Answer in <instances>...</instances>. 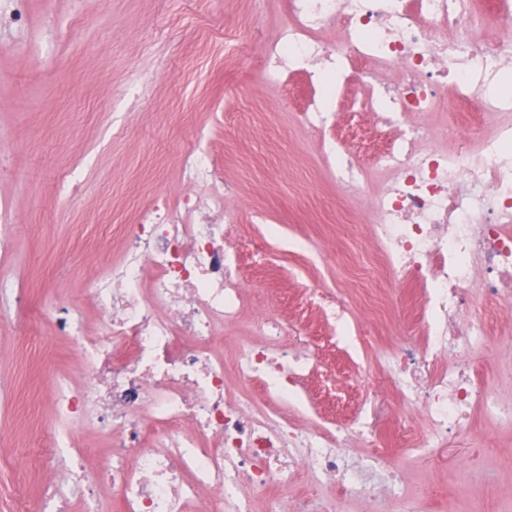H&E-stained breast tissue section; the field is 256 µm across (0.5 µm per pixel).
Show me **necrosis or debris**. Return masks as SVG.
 Segmentation results:
<instances>
[{"mask_svg": "<svg viewBox=\"0 0 512 512\" xmlns=\"http://www.w3.org/2000/svg\"><path fill=\"white\" fill-rule=\"evenodd\" d=\"M512 0H288V21L262 49L272 81L306 74L320 87L301 113L314 130L333 119L338 86H366L350 111L367 114L379 133L374 166L386 181L369 192L366 166L344 152L330 159L354 197L366 199L372 233L361 249L371 280L384 295L371 307L396 323L392 387L403 405L418 407L432 440L463 432L476 403L497 408L482 390L466 350L474 333L470 295L512 304V121L493 132L482 112H512V96L496 87L512 71ZM401 79L385 82L383 71ZM447 105L458 115L451 151L427 144L419 124ZM183 195L157 194L136 223L123 227L119 261L89 283L103 321L87 333L78 310L59 304L45 319L54 335L76 339L88 379L80 390L61 386L59 417L92 420L112 443L96 478L79 474L74 438L49 439L65 469L50 479L45 512H66L73 496L91 500L108 483L120 512H252L240 487L264 496L267 512H316L308 500L284 493L292 451H306L308 467L325 481L367 501L379 512L377 486L397 475L379 458L354 464L345 431L326 435L275 409L259 410L246 385L257 383L300 403L299 383L313 358L288 350L278 317H262L260 342H245L232 368L238 392L225 386L223 353L215 345L244 306L240 253L229 250L224 209L229 192L220 161L205 133L180 161ZM415 288L408 306L400 286ZM448 358V369L431 365Z\"/></svg>", "mask_w": 512, "mask_h": 512, "instance_id": "necrosis-or-debris-1", "label": "necrosis or debris"}]
</instances>
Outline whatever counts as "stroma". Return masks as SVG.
<instances>
[{
	"instance_id": "obj_1",
	"label": "stroma",
	"mask_w": 512,
	"mask_h": 512,
	"mask_svg": "<svg viewBox=\"0 0 512 512\" xmlns=\"http://www.w3.org/2000/svg\"><path fill=\"white\" fill-rule=\"evenodd\" d=\"M29 2L27 31L0 44V198L16 216L11 270L19 282L0 318L68 302L95 331L102 315L86 297L90 280L119 260L122 225L155 193L183 192L179 159L193 130L208 126L231 188L224 198L234 221L230 242L241 251L250 297L241 321L224 330L225 363L234 360L238 339H258V318L273 305L284 342L292 347L306 337L314 355L302 382L312 411L282 401V416L335 429L342 419L325 380L350 377L370 424L349 433L350 457L382 454L384 438L397 445L390 458L403 463L402 482L384 490L381 512H399L401 496L422 489L426 512H461L467 476L481 489L476 512H512V423L505 417L478 406L466 431L446 444L404 449L427 423L408 422L399 401L380 391L391 378L394 326L367 318L364 283L353 270L371 217L325 166L324 133L300 118L311 94L305 75L289 74L284 87L267 81L257 41L248 40L238 61L224 59L223 30L246 36L255 28L274 38L288 0H266L259 15L250 0ZM152 68L160 78L144 97L121 98ZM76 167L84 185L79 201L66 205L59 188ZM315 292L345 305V323L363 342L360 363L338 347L324 306L301 307ZM486 309L474 295L470 318L483 333L470 358L500 401L512 405V346L488 325ZM63 378L86 384L74 339L0 331V512H30L42 498L45 466L32 458L59 425L52 397Z\"/></svg>"
}]
</instances>
